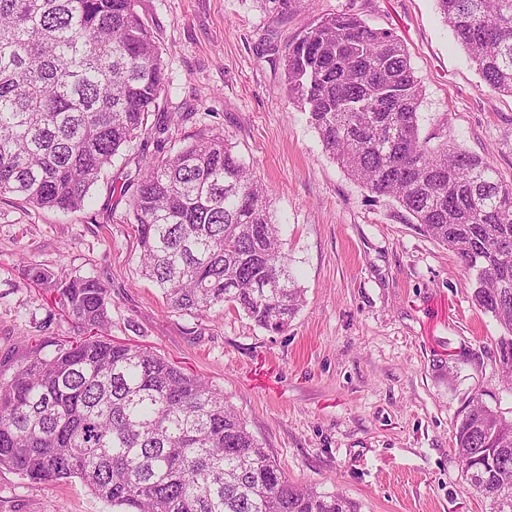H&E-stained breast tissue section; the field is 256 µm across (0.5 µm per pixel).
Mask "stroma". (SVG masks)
Wrapping results in <instances>:
<instances>
[{
  "label": "stroma",
  "instance_id": "stroma-1",
  "mask_svg": "<svg viewBox=\"0 0 512 512\" xmlns=\"http://www.w3.org/2000/svg\"><path fill=\"white\" fill-rule=\"evenodd\" d=\"M138 12L168 82L146 131L113 158L84 210L0 198V359L20 360L27 336L78 332L27 278L29 266L96 276L112 289L108 338L222 390L289 479L340 492L357 512H491L465 481L454 428L478 393L512 410L498 328L473 305L460 260L330 158L285 95L281 53L327 14L394 31L424 87L421 134L443 131L507 178L512 98L483 82L434 0H294L287 11L280 0H139ZM197 134L228 136L267 186L306 296L283 332L240 312L168 308L141 276L118 190L138 160ZM0 512L112 509L79 479L33 483L0 469Z\"/></svg>",
  "mask_w": 512,
  "mask_h": 512
}]
</instances>
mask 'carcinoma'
<instances>
[{
  "mask_svg": "<svg viewBox=\"0 0 512 512\" xmlns=\"http://www.w3.org/2000/svg\"><path fill=\"white\" fill-rule=\"evenodd\" d=\"M139 0H0V197L76 212L166 93ZM492 90L512 97V0H435ZM288 102L324 149L472 273V302L500 328L512 392V181L447 136H421L422 80L403 42L358 15L323 16L282 54ZM126 220L143 276L166 304L243 311L280 332L305 302L266 185L221 134L195 135L135 177ZM83 335L51 354L34 338L0 364V469L33 483L79 479L112 512H356L343 494L286 476L204 378L104 338L112 303L95 276L28 268ZM455 450L494 512L512 503V416L482 395ZM490 451L495 467L480 460Z\"/></svg>",
  "mask_w": 512,
  "mask_h": 512,
  "instance_id": "1",
  "label": "carcinoma"
}]
</instances>
